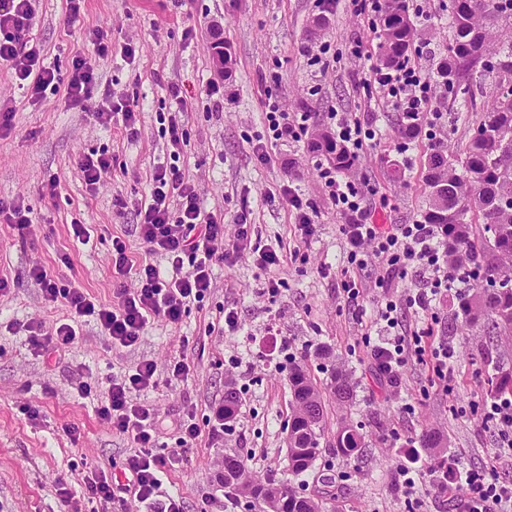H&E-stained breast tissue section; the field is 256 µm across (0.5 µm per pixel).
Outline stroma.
I'll return each instance as SVG.
<instances>
[{
  "instance_id": "stroma-1",
  "label": "stroma",
  "mask_w": 512,
  "mask_h": 512,
  "mask_svg": "<svg viewBox=\"0 0 512 512\" xmlns=\"http://www.w3.org/2000/svg\"><path fill=\"white\" fill-rule=\"evenodd\" d=\"M448 0H409L419 7L417 28L426 30V47L410 58L433 72L448 43ZM66 0H36L29 35L41 48L45 66L67 78L75 54L90 56L98 80L94 102L104 93L137 99L141 134L128 140L119 122L100 126L89 113L70 106L64 92L33 101L20 89L9 66L0 64V104L14 110L13 129L0 138V198H22L30 208L33 235L19 246L18 234L0 223V271L13 279L10 295L0 297V512H65L58 483L78 484L86 466L120 473L132 442L113 433L97 409L113 377L143 359L154 360L167 377L181 354L194 366L187 380L137 393L151 404L158 422V449L180 450L178 420L186 412L206 425L213 405L236 389L240 402L231 431L212 441L201 436L182 462L168 472L163 488L177 494L184 512H248L245 500H230L219 478L225 454L243 455L259 478L289 480L303 495L324 502L328 512H464L467 491L443 493L424 483L406 492L401 471L406 454L418 451L422 462L438 452L420 438L436 430L468 469L496 467L501 481L512 483V459L483 409L494 398L497 376L512 373V343L489 339L479 328L462 326L454 314L458 295L437 301L434 316L408 311L407 331L432 330L455 351V372L442 387L428 366L412 362L391 387L377 377L363 339L377 336V304L421 288L414 275L386 278L379 260L350 268L340 226L344 217L322 188L326 158L309 147L312 131L328 129L327 115L350 112L376 124L381 135L364 152L351 179L371 201L378 224L420 220L425 199V137L402 147L399 113L378 106L366 87L367 67L360 56L376 58L379 38L374 16L356 0H336L325 9L320 0H83L75 22L66 19ZM101 28L112 37V54L94 55L87 31ZM223 42L232 56L225 77H217L213 45ZM134 43V60L121 54ZM329 44L326 69L308 58ZM219 83L218 99L205 87ZM179 87L188 110L182 120L188 146L181 165L197 185L206 211L224 219V238L232 240L239 216H246L254 245L288 246L295 262L276 270L285 285L267 292L252 254L213 267L214 284L202 303L192 305L177 324H150L134 349L107 348L95 321L64 357L46 362L25 333H12L15 320L52 324L62 308L45 305L28 277L33 265L88 289L102 303L112 299V240L120 238L138 259L158 264L135 233V206L144 195L152 168L166 154L167 139L158 119L168 111L171 87ZM291 112L311 115L299 140L274 147L270 161L254 151L264 142L261 123L268 98ZM443 114L438 136L454 150L468 138V119L458 114L447 89L437 94ZM105 151L113 166L96 192H88L76 168L79 155ZM58 180L49 196L50 180ZM296 188L313 210L316 225L302 238L282 186ZM92 229L88 244L73 239L72 222ZM355 281L360 294L348 298L343 285ZM237 311L243 329L220 333L221 312ZM306 365L326 383L335 368L354 382L352 402L327 399L322 451L315 467L298 477L286 469V425L292 412L288 364ZM96 386L89 397L76 391L79 381ZM40 411L29 419L27 408ZM347 423L363 437L359 452L342 458L336 430ZM76 427L78 440L65 430Z\"/></svg>"
}]
</instances>
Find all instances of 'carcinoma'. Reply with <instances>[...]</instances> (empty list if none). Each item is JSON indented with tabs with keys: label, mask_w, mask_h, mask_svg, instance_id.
<instances>
[{
	"label": "carcinoma",
	"mask_w": 512,
	"mask_h": 512,
	"mask_svg": "<svg viewBox=\"0 0 512 512\" xmlns=\"http://www.w3.org/2000/svg\"><path fill=\"white\" fill-rule=\"evenodd\" d=\"M448 27L451 37L438 76L448 91L461 99L468 110L467 95L476 67L497 76V88L512 82V0H449ZM379 26L386 39L379 43V61L397 66L405 61L416 37L407 0H384ZM481 129L488 137L469 139L459 154L433 146L427 154L426 224H441L448 237V267L473 275L478 284L460 299L465 326L481 324L490 336H512V288H499L502 279L512 281V99L497 94L475 119L472 132ZM311 147L337 167L349 171L355 161L347 149L327 132L318 131ZM467 206L460 209V201ZM288 382L293 399L289 421L295 447L288 449V472L300 476L313 468L321 453L320 438L325 422V404L306 369L295 364ZM329 393L339 403L353 398L351 378L336 370L330 378ZM362 447L361 435L351 425L336 433V450L350 457ZM248 471L241 455L224 454V487L243 495L253 512H268L271 493L280 495L277 512H325L322 504L298 494L285 483L254 480L248 491L238 489L239 476Z\"/></svg>",
	"instance_id": "1"
}]
</instances>
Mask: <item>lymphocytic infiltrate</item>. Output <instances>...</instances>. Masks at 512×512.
<instances>
[{"mask_svg":"<svg viewBox=\"0 0 512 512\" xmlns=\"http://www.w3.org/2000/svg\"><path fill=\"white\" fill-rule=\"evenodd\" d=\"M33 2L0 0V63L9 66L18 80L26 82L31 99L37 101L47 91L65 88L70 106L92 113L105 125L121 119L127 139L137 138V102L109 95L101 103H92L96 74L86 56L73 57L69 77L64 81L53 69L40 65V50L27 37L34 14ZM367 71V83L374 87L383 106L415 116L421 126H436L441 114L433 105L431 79L422 68L407 62L395 68L372 64ZM170 97L172 110L166 129L169 159L155 166L148 191L137 207L139 220L135 226L148 251L164 257L167 265L162 268L138 262L128 254L123 241L113 239V301L109 304L100 303L86 289L62 284L44 267L30 269L29 276L39 286L45 303L62 305L66 311L64 318L51 328L40 323L25 325L31 345L41 355H65L76 340V326L84 317L96 321L108 347H134L151 322H179L191 304L203 301L211 290L215 262L234 261L237 251L224 245L222 218L205 212L194 181L179 166L187 145L182 124L187 101L175 87L171 88ZM308 119V114L293 116L279 103H268V144L283 145L297 139ZM329 120L336 140L355 157L379 135L372 123L345 112L330 113ZM322 178L340 214L348 219L341 231L351 263H358L360 254L370 247L382 260L388 275L413 273L427 281L426 287L415 294L398 302L386 301L378 307L376 320L382 336L371 349L378 372L393 386L409 361L430 360L435 374H443L454 356L453 349L442 341L425 343L408 337L402 332L398 317L403 309L431 314L438 296L453 285L439 228L433 224H401L387 229L369 223L364 195L354 182L334 168L325 169ZM158 384L155 363L142 361L132 373L110 383L106 401L97 409L113 432L131 438L136 444L123 463L122 479L114 481L97 471L82 478L84 498L99 503L104 512L132 502L149 508L150 512H183L179 497L161 492L163 479L173 468L176 457L155 452L154 411L150 405L133 402L130 397L132 391ZM430 474L443 492H452L458 482H465L468 512H512V484L501 481L496 469L463 474L455 464L441 463Z\"/></svg>","mask_w":512,"mask_h":512,"instance_id":"lymphocytic-infiltrate-1","label":"lymphocytic infiltrate"}]
</instances>
